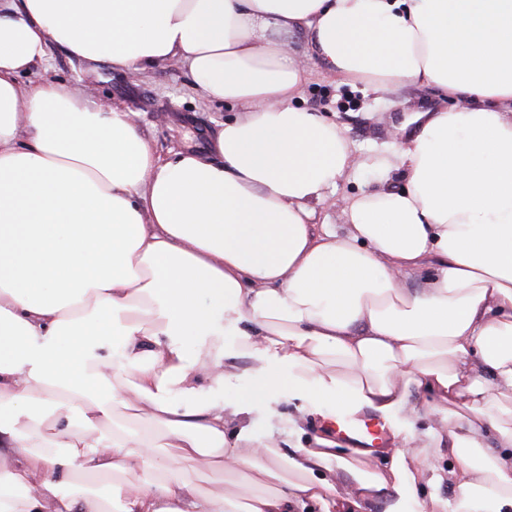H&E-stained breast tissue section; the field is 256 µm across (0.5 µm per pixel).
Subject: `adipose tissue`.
Returning a JSON list of instances; mask_svg holds the SVG:
<instances>
[{"label":"adipose tissue","mask_w":512,"mask_h":512,"mask_svg":"<svg viewBox=\"0 0 512 512\" xmlns=\"http://www.w3.org/2000/svg\"><path fill=\"white\" fill-rule=\"evenodd\" d=\"M298 30L342 83L454 104L364 159L296 105ZM53 43L180 59L238 113L211 154L161 158L135 113L21 86ZM367 166L405 183L315 232ZM284 394L295 441L253 439L244 418ZM366 409L399 441L348 456L336 414ZM200 458L207 491L182 475ZM447 478L452 499L419 494ZM388 491L512 512V0H0V512H363ZM379 186L373 173L368 170H362L356 175L345 181L334 193H328L326 201L316 207L315 217L312 221L316 232L322 229L321 224H344L340 209L343 198L358 192L360 189H372Z\"/></svg>","instance_id":"1"}]
</instances>
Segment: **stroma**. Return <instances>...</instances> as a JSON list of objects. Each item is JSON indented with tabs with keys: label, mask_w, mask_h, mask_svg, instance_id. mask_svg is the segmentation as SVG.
<instances>
[{
	"label": "stroma",
	"mask_w": 512,
	"mask_h": 512,
	"mask_svg": "<svg viewBox=\"0 0 512 512\" xmlns=\"http://www.w3.org/2000/svg\"><path fill=\"white\" fill-rule=\"evenodd\" d=\"M290 45L306 65L299 105L336 123L345 131L352 148L362 155L383 153L400 127L416 131L411 121L416 113L440 112L452 105L447 94L431 86L407 85L374 93L339 84L312 53L308 34L295 33ZM46 71L76 85L83 76L84 64L63 47L52 44L45 61L34 64L21 81L26 84L37 80ZM93 99L134 112L143 137L165 157L179 151L209 154L213 132L233 115L230 106L205 97L194 85L187 67L176 60L148 68L101 66ZM376 185L370 170L357 172L317 206L314 230L342 223L344 197Z\"/></svg>",
	"instance_id": "1"
}]
</instances>
